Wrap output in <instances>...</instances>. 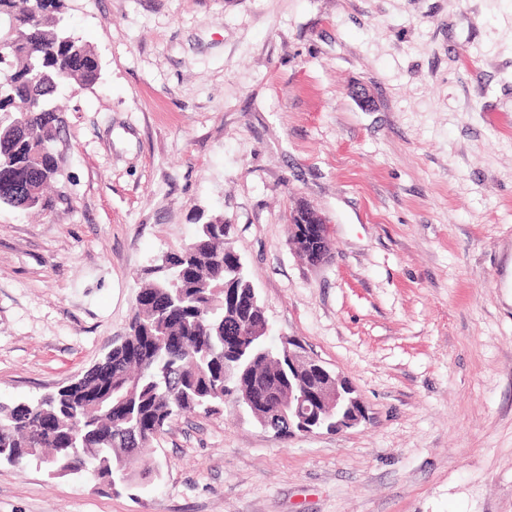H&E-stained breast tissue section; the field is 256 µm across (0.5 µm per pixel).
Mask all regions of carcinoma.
Segmentation results:
<instances>
[{
    "label": "carcinoma",
    "mask_w": 512,
    "mask_h": 512,
    "mask_svg": "<svg viewBox=\"0 0 512 512\" xmlns=\"http://www.w3.org/2000/svg\"><path fill=\"white\" fill-rule=\"evenodd\" d=\"M63 0H0V205L50 211L47 187L61 174L53 147L63 123L51 96L71 79L91 86L100 78L97 52L63 23ZM217 219L169 253L175 276L161 274L138 291L129 331L112 346V400L121 417L112 421L90 406L87 392L100 388L98 373L34 401L0 404V448L28 443L33 413L56 421L24 463L56 459L63 477L93 468L131 484L138 462L131 448H146L169 422L187 413L218 414L235 402L258 425L266 410L249 404L253 388L263 396L288 388V349L248 338L243 349H224V237Z\"/></svg>",
    "instance_id": "obj_1"
}]
</instances>
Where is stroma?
<instances>
[{"instance_id": "35a3bbf8", "label": "stroma", "mask_w": 512, "mask_h": 512, "mask_svg": "<svg viewBox=\"0 0 512 512\" xmlns=\"http://www.w3.org/2000/svg\"><path fill=\"white\" fill-rule=\"evenodd\" d=\"M54 209L0 206V403L124 336L145 273L230 226L273 342L367 418L276 437L186 414L111 493L0 463V512H512V0H65ZM361 85L372 103L349 90ZM328 221L313 266L298 203Z\"/></svg>"}]
</instances>
